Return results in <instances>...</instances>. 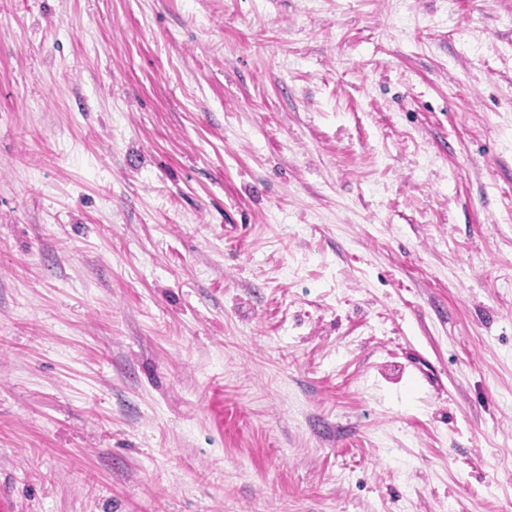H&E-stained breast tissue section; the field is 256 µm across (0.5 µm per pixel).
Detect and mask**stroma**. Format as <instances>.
Instances as JSON below:
<instances>
[{"label":"stroma","mask_w":512,"mask_h":512,"mask_svg":"<svg viewBox=\"0 0 512 512\" xmlns=\"http://www.w3.org/2000/svg\"><path fill=\"white\" fill-rule=\"evenodd\" d=\"M0 512H512V0H0Z\"/></svg>","instance_id":"obj_1"}]
</instances>
